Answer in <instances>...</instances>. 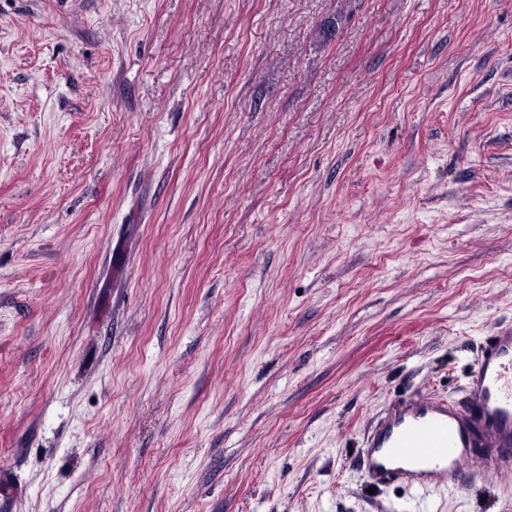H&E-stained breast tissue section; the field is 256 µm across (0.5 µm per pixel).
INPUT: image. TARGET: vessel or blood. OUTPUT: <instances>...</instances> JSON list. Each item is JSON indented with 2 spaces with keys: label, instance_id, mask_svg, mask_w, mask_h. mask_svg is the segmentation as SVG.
Here are the masks:
<instances>
[{
  "label": "vessel or blood",
  "instance_id": "obj_1",
  "mask_svg": "<svg viewBox=\"0 0 512 512\" xmlns=\"http://www.w3.org/2000/svg\"><path fill=\"white\" fill-rule=\"evenodd\" d=\"M468 406L439 397L400 403L361 450L369 480L409 489L457 485L466 466L490 480L512 473V328L486 342L466 384Z\"/></svg>",
  "mask_w": 512,
  "mask_h": 512
}]
</instances>
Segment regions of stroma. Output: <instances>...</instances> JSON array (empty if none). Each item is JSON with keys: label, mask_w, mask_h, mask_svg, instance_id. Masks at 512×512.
<instances>
[{"label": "stroma", "mask_w": 512, "mask_h": 512, "mask_svg": "<svg viewBox=\"0 0 512 512\" xmlns=\"http://www.w3.org/2000/svg\"><path fill=\"white\" fill-rule=\"evenodd\" d=\"M512 326V0H0V512H512L371 487Z\"/></svg>", "instance_id": "35a3bbf8"}]
</instances>
